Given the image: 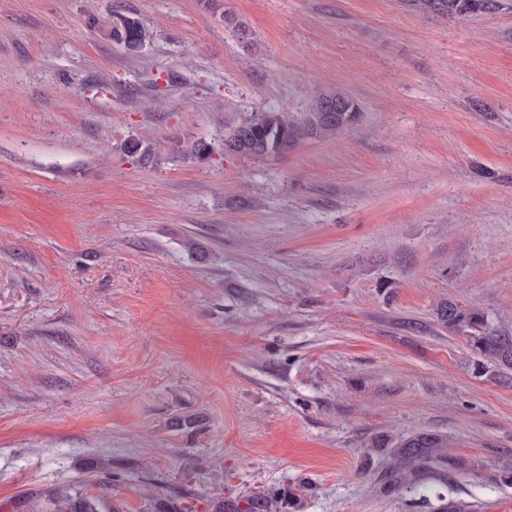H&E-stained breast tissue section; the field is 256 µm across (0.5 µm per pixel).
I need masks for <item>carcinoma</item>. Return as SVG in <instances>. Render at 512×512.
Segmentation results:
<instances>
[{"label": "carcinoma", "mask_w": 512, "mask_h": 512, "mask_svg": "<svg viewBox=\"0 0 512 512\" xmlns=\"http://www.w3.org/2000/svg\"><path fill=\"white\" fill-rule=\"evenodd\" d=\"M413 8L427 17L456 18L494 13L502 0H411ZM113 42L134 52L145 37L141 19L122 16L108 31ZM360 107L340 90L313 97L310 111L297 119L288 112L266 110L226 127L224 150L247 157H279L302 142L337 134L356 123ZM124 152L141 160L149 158L152 148L136 139L124 143ZM437 320L448 330L466 337L477 357L478 373L507 377L512 373V330L492 321L488 314L453 302L442 304ZM447 447L442 438L419 433L405 439L393 451L390 487L398 489L413 484L422 468L437 465L445 468L448 458L440 449ZM155 512H189V508L166 496H153ZM295 509L293 489L269 487L241 497L221 501L216 512H282L283 505ZM53 512H100L99 500L81 492H59L53 497Z\"/></svg>", "instance_id": "cac0c4a2"}]
</instances>
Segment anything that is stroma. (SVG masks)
Here are the masks:
<instances>
[{"label":"stroma","mask_w":512,"mask_h":512,"mask_svg":"<svg viewBox=\"0 0 512 512\" xmlns=\"http://www.w3.org/2000/svg\"><path fill=\"white\" fill-rule=\"evenodd\" d=\"M336 89L344 132L225 152V119ZM448 301L512 329V0H0V512L273 483L298 512H512V383ZM418 433L452 463L391 489ZM413 8L427 17L456 18L489 14L500 10L502 0H410ZM108 35L113 42L122 45L127 51L134 52L143 42L145 31L140 18L122 16L113 22ZM53 512H101L99 500L75 491H64L53 497Z\"/></svg>","instance_id":"35a3bbf8"}]
</instances>
